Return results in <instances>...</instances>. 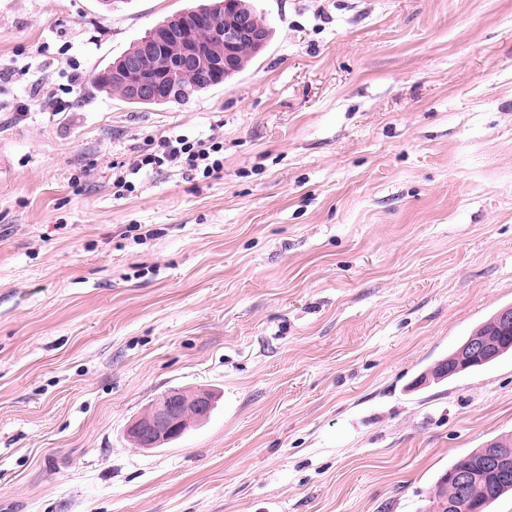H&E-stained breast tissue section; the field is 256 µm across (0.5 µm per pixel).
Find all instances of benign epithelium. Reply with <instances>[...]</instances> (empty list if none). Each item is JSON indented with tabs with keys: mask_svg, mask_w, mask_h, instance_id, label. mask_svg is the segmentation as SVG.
Here are the masks:
<instances>
[{
	"mask_svg": "<svg viewBox=\"0 0 512 512\" xmlns=\"http://www.w3.org/2000/svg\"><path fill=\"white\" fill-rule=\"evenodd\" d=\"M199 29L208 31L209 40L196 38ZM268 39V32L254 25L235 0H222L213 6L174 15L143 40V53L151 54L159 47L163 50L154 70H146L142 57L133 56L123 61L113 77L134 98L162 99L169 95L171 86L182 84L187 74L208 82L235 73L237 46L251 42L260 48ZM493 347L490 337L471 336L455 351L453 359L460 369ZM212 406V396L207 392L169 391L128 425L127 437L136 448H158L180 437L190 425L202 422ZM482 458L488 467H508L509 458L500 448H485Z\"/></svg>",
	"mask_w": 512,
	"mask_h": 512,
	"instance_id": "1",
	"label": "benign epithelium"
}]
</instances>
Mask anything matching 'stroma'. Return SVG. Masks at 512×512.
I'll list each match as a JSON object with an SVG mask.
<instances>
[{
	"label": "stroma",
	"mask_w": 512,
	"mask_h": 512,
	"mask_svg": "<svg viewBox=\"0 0 512 512\" xmlns=\"http://www.w3.org/2000/svg\"><path fill=\"white\" fill-rule=\"evenodd\" d=\"M202 2L0 0V512H421L512 434L511 357L426 376L512 305V0H253L224 88H93ZM170 134L222 137L220 176L114 195ZM174 388L211 417L134 448Z\"/></svg>",
	"instance_id": "obj_1"
}]
</instances>
